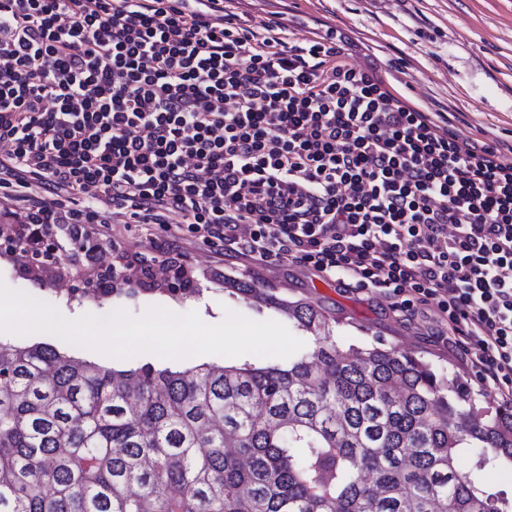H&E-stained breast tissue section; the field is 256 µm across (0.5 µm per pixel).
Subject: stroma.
Returning a JSON list of instances; mask_svg holds the SVG:
<instances>
[{
  "label": "stroma",
  "mask_w": 512,
  "mask_h": 512,
  "mask_svg": "<svg viewBox=\"0 0 512 512\" xmlns=\"http://www.w3.org/2000/svg\"><path fill=\"white\" fill-rule=\"evenodd\" d=\"M224 9L257 29L279 22L294 41L337 31L349 61L375 68L401 101L442 113L449 128L492 145L502 161L512 163V0H226ZM173 238L184 253L186 291L172 289L168 245ZM55 239L62 255L57 266L37 270L21 253L0 254V281L54 305L66 317L104 315L116 308L137 317L163 307L179 314L197 311L208 324L222 322L229 309L255 321L277 319L276 311L226 290L225 279H244L325 309L336 318L344 343L378 336L461 380L472 378L456 350L427 335L419 320L407 319L389 299L354 291L287 261L259 262L218 241H204L185 229L171 234L156 224L113 225L99 265H85L72 255L64 234ZM20 341L49 344L114 369L231 363L217 355L116 358L51 334L0 332L2 343Z\"/></svg>",
  "instance_id": "obj_1"
}]
</instances>
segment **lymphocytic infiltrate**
<instances>
[{
  "instance_id": "obj_1",
  "label": "lymphocytic infiltrate",
  "mask_w": 512,
  "mask_h": 512,
  "mask_svg": "<svg viewBox=\"0 0 512 512\" xmlns=\"http://www.w3.org/2000/svg\"><path fill=\"white\" fill-rule=\"evenodd\" d=\"M220 0H0V217L23 252L187 227L424 316L512 405V164ZM51 198H44V191ZM84 199L88 210L63 199Z\"/></svg>"
}]
</instances>
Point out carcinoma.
I'll list each match as a JSON object with an SVG mask.
<instances>
[{"mask_svg": "<svg viewBox=\"0 0 512 512\" xmlns=\"http://www.w3.org/2000/svg\"><path fill=\"white\" fill-rule=\"evenodd\" d=\"M229 285L304 348L122 371L0 343V512H512L479 476L512 473V411L379 337L339 344L307 302Z\"/></svg>", "mask_w": 512, "mask_h": 512, "instance_id": "1", "label": "carcinoma"}]
</instances>
